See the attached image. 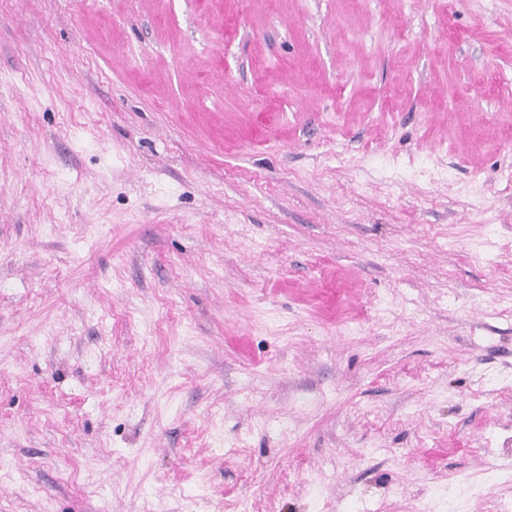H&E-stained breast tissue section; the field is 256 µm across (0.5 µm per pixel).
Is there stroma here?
<instances>
[{
	"mask_svg": "<svg viewBox=\"0 0 512 512\" xmlns=\"http://www.w3.org/2000/svg\"><path fill=\"white\" fill-rule=\"evenodd\" d=\"M0 512H512V0H0Z\"/></svg>",
	"mask_w": 512,
	"mask_h": 512,
	"instance_id": "obj_1",
	"label": "stroma"
}]
</instances>
